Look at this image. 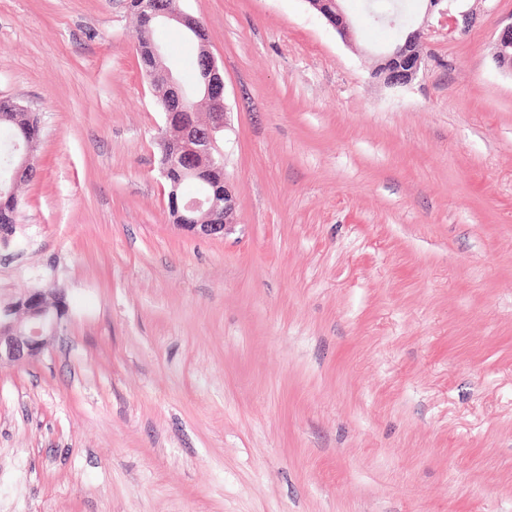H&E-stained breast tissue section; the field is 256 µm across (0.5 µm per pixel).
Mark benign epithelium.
<instances>
[{"label": "benign epithelium", "mask_w": 512, "mask_h": 512, "mask_svg": "<svg viewBox=\"0 0 512 512\" xmlns=\"http://www.w3.org/2000/svg\"><path fill=\"white\" fill-rule=\"evenodd\" d=\"M311 9L332 25L341 37L353 36V25L343 12L339 0H306ZM443 0H426L422 23H410L403 41L396 43L380 57L374 76L387 86H404L417 75L421 65V47L426 40V27L433 13L440 15L439 23L453 32L459 24L469 25V14L462 19L439 8ZM141 10L157 22H176L192 30L201 45L202 84L204 99L209 112L220 117L216 122L204 123L184 120L187 107L186 89L180 84L173 70L164 65L165 52L153 39L145 41L144 50L150 60L146 70L147 80L165 115V133L162 143L168 146L171 156L188 168L214 161L213 148L217 134L224 130L227 104L224 73L217 59L208 48L206 31L197 19L180 10L172 11L162 6V0H141ZM496 59L503 69L512 74V22L502 30L496 44ZM19 163L13 167L10 182L15 184L34 165V158L27 151L17 153ZM214 210L211 199L183 197L176 207L177 227L199 237H224L237 223L236 205L229 184H224V208L218 223L196 224L195 214ZM65 312V301L46 300V289L36 288L16 299L0 303V364L22 363L39 357L48 344V337L57 328Z\"/></svg>", "instance_id": "1"}]
</instances>
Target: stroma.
Instances as JSON below:
<instances>
[{"label":"stroma","mask_w":512,"mask_h":512,"mask_svg":"<svg viewBox=\"0 0 512 512\" xmlns=\"http://www.w3.org/2000/svg\"><path fill=\"white\" fill-rule=\"evenodd\" d=\"M342 0H180L224 68L238 222L178 229L129 0H0L38 174L0 300L63 291L0 365V512H512V0L403 34ZM339 1L340 0H306L311 9L325 18L341 37L350 39L353 36V25L343 12L338 3ZM426 1L425 15L422 23L415 28L416 21L406 28L408 32L403 41L396 43L380 57V62L374 70V76L387 86H404L409 84L417 75L421 65V47L426 40V27H430L429 18L435 13L441 2L447 0ZM438 23L448 26V32L459 27V20L448 14L446 10L438 9ZM495 55L499 66L512 74V19L498 38Z\"/></svg>","instance_id":"35a3bbf8"}]
</instances>
